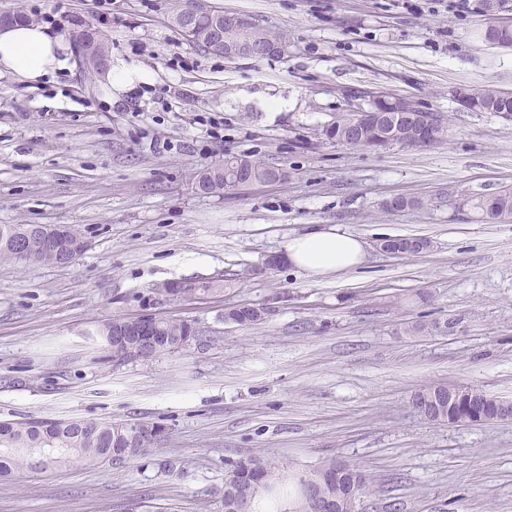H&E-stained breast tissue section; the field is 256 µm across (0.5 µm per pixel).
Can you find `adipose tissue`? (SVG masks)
I'll return each instance as SVG.
<instances>
[{"label":"adipose tissue","mask_w":512,"mask_h":512,"mask_svg":"<svg viewBox=\"0 0 512 512\" xmlns=\"http://www.w3.org/2000/svg\"><path fill=\"white\" fill-rule=\"evenodd\" d=\"M68 63V48L48 27L8 24L0 27V71L35 83ZM366 249L357 236L336 227L314 229L288 239L279 256L315 278L363 264Z\"/></svg>","instance_id":"adipose-tissue-1"}]
</instances>
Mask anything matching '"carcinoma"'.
Returning <instances> with one entry per match:
<instances>
[{"instance_id":"cac0c4a2","label":"carcinoma","mask_w":512,"mask_h":512,"mask_svg":"<svg viewBox=\"0 0 512 512\" xmlns=\"http://www.w3.org/2000/svg\"><path fill=\"white\" fill-rule=\"evenodd\" d=\"M224 15L219 10L211 11L199 24L196 37L192 44L205 51L209 35L211 19ZM240 42L264 43L269 41H284L286 36L280 32L271 31L258 25L243 29L234 34ZM485 42L497 47H512V25H499L486 28L483 34ZM471 112H494L501 117L512 119V94L502 92L491 85L469 86ZM417 104L403 98L381 103L379 110L394 111L404 109L406 117H416L413 111ZM433 133L434 142L439 143L448 137V117L441 112H430L427 115ZM362 128V138L356 146L369 149L385 148L393 144H404L403 139L387 137L386 130L370 121L364 112H349L336 115V120L330 124L326 136L338 142H346L349 131L355 127ZM278 167L259 160H251L243 156H231L224 159V165L206 170L201 175L199 183L208 191L236 190L244 183H267ZM464 213H473L486 221H498L512 218V188L505 187L494 195L463 196ZM45 224H0V262H23L15 241L22 238L28 242L29 250L35 252V262L45 266H60L59 256L45 250L47 236ZM431 240L426 237H384L379 240L381 249L392 254L411 255L416 248L426 246ZM220 280L203 282H182L178 288V296L191 297L201 293H211L218 290ZM271 307L233 306L226 309L224 318L228 321L251 325L264 320ZM153 335L160 337L162 350L174 351L188 345L196 339L192 327L182 321L163 319L155 325ZM82 423L99 428L101 443L93 445L82 440L76 433V427ZM63 435L69 439L67 447L74 449L71 454L56 456L50 462L51 469L62 470L75 463L88 467L108 463L106 455L121 454L126 459L140 456L143 448L131 435L128 424L114 423L106 419H85L71 421H52L29 419L24 422L0 423V477H10L21 471L31 470V457L23 452L25 448H46L47 441L55 436ZM337 462L334 459L323 461L316 469L300 476L297 480V495L288 501V512H306L303 485L339 499L350 510L352 498L369 490L363 472L354 464L346 463L341 472H336ZM276 467L268 460L253 456L233 463V471L224 482L222 494V512H236V496L239 488L251 485L256 489V495L249 507L250 512H262L259 501L263 496L275 494V488H267V484L277 480Z\"/></svg>"}]
</instances>
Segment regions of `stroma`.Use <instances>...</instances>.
I'll return each instance as SVG.
<instances>
[{
	"instance_id": "35a3bbf8",
	"label": "stroma",
	"mask_w": 512,
	"mask_h": 512,
	"mask_svg": "<svg viewBox=\"0 0 512 512\" xmlns=\"http://www.w3.org/2000/svg\"><path fill=\"white\" fill-rule=\"evenodd\" d=\"M208 3L287 34V57L199 50L169 24L178 0H0V16L64 37L95 26L112 63L142 76L117 92L74 62L42 85L0 74V224L73 225L87 241L61 267L0 264V422L162 430L120 468L0 479V512H222L232 462L251 455L277 466L282 500L335 458L369 480L354 512H512V421L432 423L411 404L440 382L512 400V220L382 207L512 187V120L452 97L460 84L512 93V48L487 44L489 17L457 0ZM372 91L448 115L447 139L370 151L326 138ZM231 155L287 176L201 194ZM317 224L362 238L364 264L316 279L267 267ZM386 236L433 247L391 254ZM216 276L224 292L159 291ZM271 301L259 324L224 320ZM147 315L200 338L140 360L97 333Z\"/></svg>"
}]
</instances>
